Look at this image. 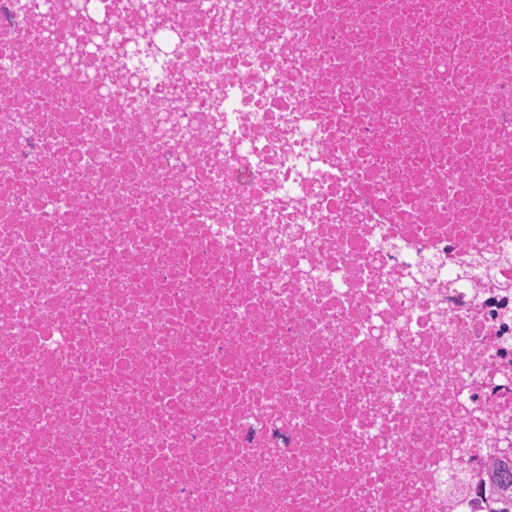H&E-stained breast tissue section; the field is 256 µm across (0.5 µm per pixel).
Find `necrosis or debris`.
Wrapping results in <instances>:
<instances>
[{"instance_id":"1","label":"necrosis or debris","mask_w":512,"mask_h":512,"mask_svg":"<svg viewBox=\"0 0 512 512\" xmlns=\"http://www.w3.org/2000/svg\"><path fill=\"white\" fill-rule=\"evenodd\" d=\"M71 2L0 0V512H489L512 0Z\"/></svg>"}]
</instances>
